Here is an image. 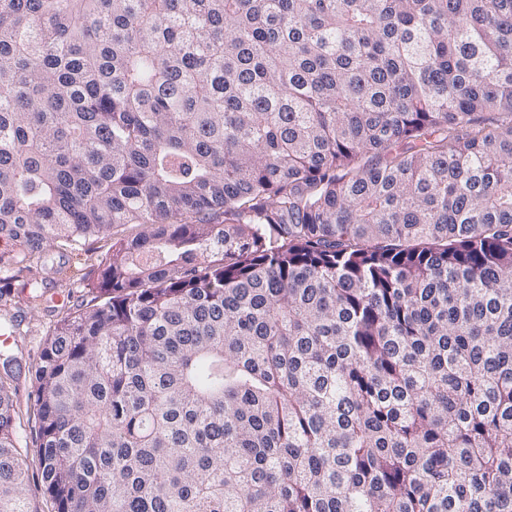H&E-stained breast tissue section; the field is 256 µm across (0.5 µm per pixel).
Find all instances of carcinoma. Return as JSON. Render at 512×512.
I'll list each match as a JSON object with an SVG mask.
<instances>
[{"label": "carcinoma", "instance_id": "carcinoma-1", "mask_svg": "<svg viewBox=\"0 0 512 512\" xmlns=\"http://www.w3.org/2000/svg\"><path fill=\"white\" fill-rule=\"evenodd\" d=\"M125 224L0 512H512V0H0V302Z\"/></svg>", "mask_w": 512, "mask_h": 512}]
</instances>
